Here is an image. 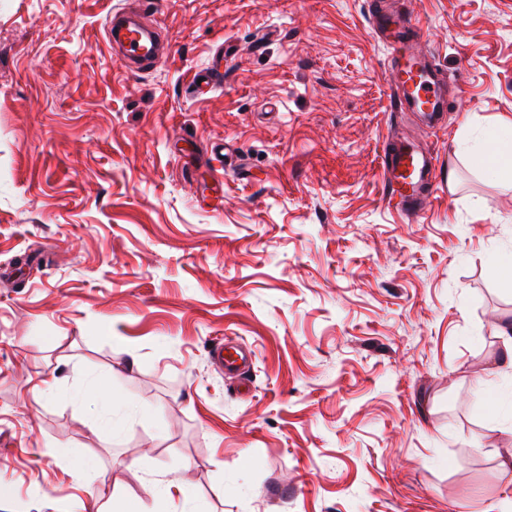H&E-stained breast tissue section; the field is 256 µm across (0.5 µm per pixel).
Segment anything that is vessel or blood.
<instances>
[{"label":"vessel or blood","instance_id":"vessel-or-blood-1","mask_svg":"<svg viewBox=\"0 0 512 512\" xmlns=\"http://www.w3.org/2000/svg\"><path fill=\"white\" fill-rule=\"evenodd\" d=\"M137 16V11L122 9L113 11L107 21L111 44L120 48L135 73L155 68L171 54L156 29L142 25ZM371 16L377 36L393 56L391 82L397 104L436 121L445 99L441 81L421 49L424 35L418 22L391 0H373ZM380 177L388 203L403 216H417L438 178L435 158L410 139L397 140L383 151Z\"/></svg>","mask_w":512,"mask_h":512}]
</instances>
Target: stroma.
I'll return each mask as SVG.
<instances>
[{"label": "stroma", "mask_w": 512, "mask_h": 512, "mask_svg": "<svg viewBox=\"0 0 512 512\" xmlns=\"http://www.w3.org/2000/svg\"><path fill=\"white\" fill-rule=\"evenodd\" d=\"M126 2L0 0V512H512V183L455 153L512 119V0H406L434 128L369 0H152L172 52L138 75ZM401 132L437 159L413 223L379 175ZM396 4L372 1V20L379 39L391 50L392 89L396 106L406 105L430 124L443 112L446 100L430 59L423 53L424 35L418 22ZM223 58L224 48L223 45H221L220 51L215 53L214 64L197 73L195 76L196 81H198L199 78H202V82L199 84L200 90L203 88H209V90H213L224 82V71H221L220 69V62Z\"/></svg>", "instance_id": "35a3bbf8"}]
</instances>
